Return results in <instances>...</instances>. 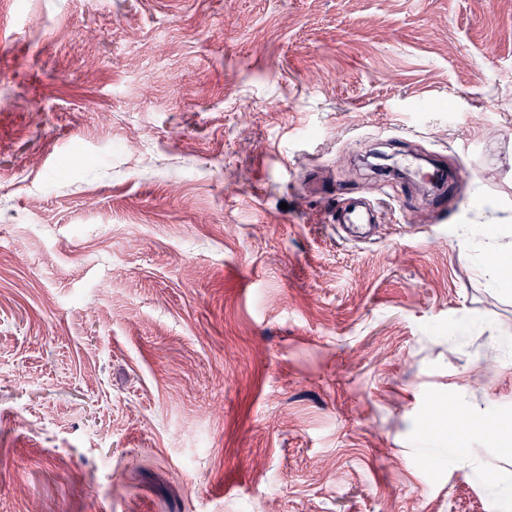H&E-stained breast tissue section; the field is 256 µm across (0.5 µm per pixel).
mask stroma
I'll return each instance as SVG.
<instances>
[{"mask_svg":"<svg viewBox=\"0 0 512 512\" xmlns=\"http://www.w3.org/2000/svg\"><path fill=\"white\" fill-rule=\"evenodd\" d=\"M512 0H11L0 512H496Z\"/></svg>","mask_w":512,"mask_h":512,"instance_id":"stroma-1","label":"stroma"}]
</instances>
